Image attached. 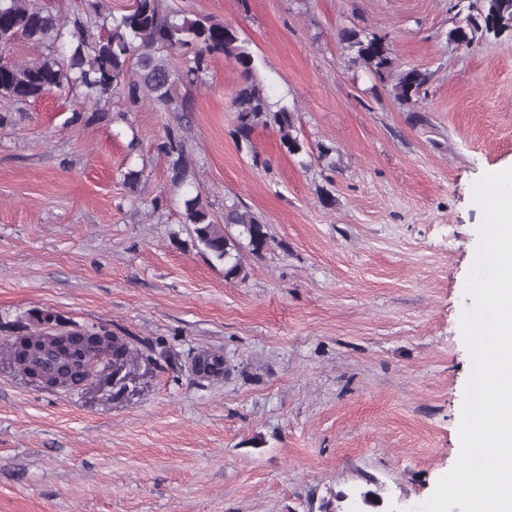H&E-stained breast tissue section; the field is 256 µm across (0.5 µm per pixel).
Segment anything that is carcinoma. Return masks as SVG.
I'll list each match as a JSON object with an SVG mask.
<instances>
[{
	"mask_svg": "<svg viewBox=\"0 0 512 512\" xmlns=\"http://www.w3.org/2000/svg\"><path fill=\"white\" fill-rule=\"evenodd\" d=\"M477 13L448 32V38L464 46L477 39L502 37L512 32V0H479ZM96 18L107 34L94 37L89 26L67 22L38 4V0H0V97L16 102L35 100L50 92L83 89V107L87 101H106L117 93L132 105L171 103L169 57L184 53L185 75L192 82L203 81L210 57L222 55L237 65L242 82L233 99L237 113V140L252 148V134L258 127L272 128L279 134L281 146L292 156L305 152L295 127V116L288 107H275L265 86L254 74V59L228 25L208 18H190L170 10L163 0H135V5L119 17L101 12V4L91 3ZM341 41L361 65L380 83L391 86L394 98L402 105L418 100L429 76L419 68L396 70L393 49L387 36L357 29H345ZM44 40L60 43L58 53L32 62L5 61L2 56L25 41ZM157 151L170 158L172 180L183 183L189 176V161L181 141L168 133L157 144ZM182 223L192 225V232L202 253L224 266L227 281L246 276L243 247L261 252L269 243L268 224L251 210L235 203L224 207V223L214 221L201 194L184 199ZM239 228L233 235L230 228ZM246 238L244 244L241 238ZM79 333L95 340L77 346H63L47 331L29 333L28 353L41 374L43 356L61 361L53 378L64 379L71 371L86 366L92 354L112 351L130 358L133 350L103 329H81Z\"/></svg>",
	"mask_w": 512,
	"mask_h": 512,
	"instance_id": "1",
	"label": "carcinoma"
}]
</instances>
